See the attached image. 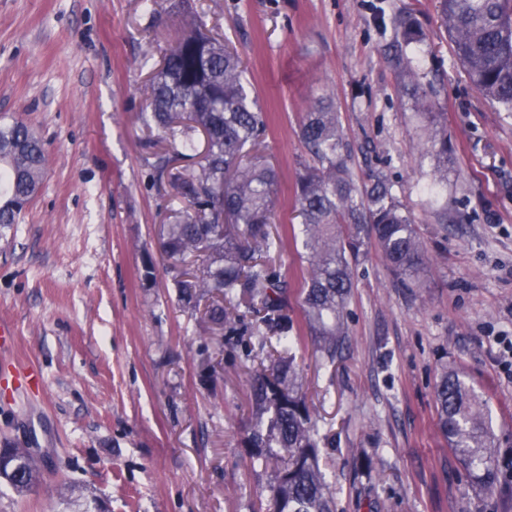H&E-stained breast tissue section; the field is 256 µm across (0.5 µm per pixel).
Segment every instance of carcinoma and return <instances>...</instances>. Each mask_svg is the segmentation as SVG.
<instances>
[{"instance_id": "carcinoma-1", "label": "carcinoma", "mask_w": 512, "mask_h": 512, "mask_svg": "<svg viewBox=\"0 0 512 512\" xmlns=\"http://www.w3.org/2000/svg\"><path fill=\"white\" fill-rule=\"evenodd\" d=\"M453 53L473 86L512 112V0H439ZM199 21L164 55L142 89L144 123L162 129L172 154L204 149L169 179L186 211L167 224L163 254L180 300L199 305L213 299L198 321L201 336L220 324L229 336H260L270 364L252 379L255 421L246 442L261 449L259 463L274 475L271 512H335L319 464L318 429L293 367L294 324L285 311L290 284L277 265L284 241L271 230L277 207L278 170L268 163L266 123L258 100L248 98L245 66L236 50L205 31ZM404 79L417 80L412 60L394 56ZM431 150L448 159V137L433 120ZM308 158L294 190V212L307 278L303 306L323 364L333 366L347 344L346 306L351 261L364 239L375 238L394 278L418 288L426 268L422 242L410 214L381 176L363 188L347 165L346 143L336 112L324 98L312 99L299 125ZM170 154V155H172ZM169 154L154 169L168 171ZM46 150L20 119L0 125V230L19 223L28 189L43 183ZM224 223H219V218ZM197 257L191 272L180 263ZM438 424L472 482L491 488L499 481L491 430L481 396L458 374L444 372L435 388ZM0 472L18 477L19 493L39 485V472L24 448H0Z\"/></svg>"}]
</instances>
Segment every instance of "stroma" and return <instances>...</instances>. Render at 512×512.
<instances>
[{"mask_svg": "<svg viewBox=\"0 0 512 512\" xmlns=\"http://www.w3.org/2000/svg\"><path fill=\"white\" fill-rule=\"evenodd\" d=\"M438 0H0V123L24 119L47 149L41 191L0 240V447L31 449L39 487L0 481V512H268L271 471L244 437L257 336L195 333L157 245L180 202L157 177L165 133L141 120L144 55L160 61L188 13L238 50L280 174L274 229L289 235L298 138L311 98L335 105L356 182H392L424 245L421 287L394 280L374 243L352 264L349 344L322 368L309 335L294 365L322 438L336 512H512V112L485 99L453 55ZM423 39L409 56L416 104L390 56L393 20ZM448 135L436 168L433 113ZM279 261L288 314L305 327L306 270ZM154 276L144 281L145 265ZM39 369L21 385L14 364ZM464 375L486 402L496 487L471 483L439 431L435 386Z\"/></svg>", "mask_w": 512, "mask_h": 512, "instance_id": "obj_1", "label": "stroma"}]
</instances>
